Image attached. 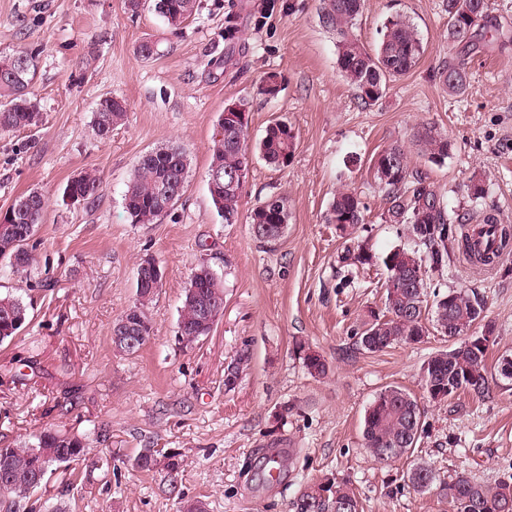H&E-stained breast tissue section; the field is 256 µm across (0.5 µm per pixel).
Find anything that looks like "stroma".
<instances>
[{"mask_svg":"<svg viewBox=\"0 0 512 512\" xmlns=\"http://www.w3.org/2000/svg\"><path fill=\"white\" fill-rule=\"evenodd\" d=\"M322 0H197L192 19L172 32L151 8L130 14L124 0H0V53L32 50L33 85L42 115L30 129L0 133V211L37 190L47 201L32 239L35 276L29 289L0 262V292L30 294V320L0 344V447L45 429L90 435L84 463L49 475L30 498L0 494V512H178L202 501L207 512H296L309 486L350 479L363 512H453L436 490L416 491L412 463L430 462L440 478L463 473L485 486L512 474V252L481 269L451 254L426 270L428 294L475 291L493 327L488 390L432 401L422 367L452 343L436 331L422 342L368 353L357 335L385 309L382 263L414 248L405 225L384 219L386 199L369 167L398 144L412 171L426 177L449 213L481 223L493 213L512 225V0H489L497 30L463 52L448 39V0H365L355 33L375 49L387 19L406 16L425 53L392 79L381 99L362 104L337 64L336 36L319 21ZM158 44L153 58L137 46ZM465 55L467 92L439 79L448 58ZM279 73L275 97L260 92ZM105 95L126 99L128 114L108 139L91 125ZM250 103L249 165L238 223L217 217L208 193L211 138L225 104ZM291 126L296 149L282 169L269 166L259 143L271 120ZM436 126L451 144L431 161L413 134ZM190 153L185 191L152 224L129 223L124 194L136 159L160 145ZM96 171L95 201L70 204L69 179ZM483 181L472 199L471 178ZM354 192L364 222L351 239L338 236L326 213L336 191ZM287 201L288 225L273 242L257 239L251 210L272 197ZM373 256L354 264L347 249ZM155 258L165 278L148 309L153 334L129 357L112 348L113 323L137 301L136 270ZM209 265L224 286V313L208 336L178 340L184 289ZM325 360L311 375L305 349ZM239 365L233 386L224 379ZM388 386L405 388L424 410L421 437L408 458L374 461L363 447L362 420ZM154 448L180 454L176 480L143 471L135 458ZM290 457L276 480L260 475L277 449Z\"/></svg>","mask_w":512,"mask_h":512,"instance_id":"35a3bbf8","label":"stroma"}]
</instances>
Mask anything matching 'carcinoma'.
I'll use <instances>...</instances> for the list:
<instances>
[{
    "instance_id": "obj_1",
    "label": "carcinoma",
    "mask_w": 512,
    "mask_h": 512,
    "mask_svg": "<svg viewBox=\"0 0 512 512\" xmlns=\"http://www.w3.org/2000/svg\"><path fill=\"white\" fill-rule=\"evenodd\" d=\"M157 12L173 31H180L196 10V0H125L127 10L136 13L145 2ZM363 0H325L321 25L336 33L337 63L342 75L351 83L357 97L364 103L382 98L387 84L394 78L409 73L424 54V46L414 25L397 14L385 23L381 40L369 52L353 32L361 14ZM488 0H450L448 4V38L468 48L477 31L488 23ZM37 75V61L33 53L20 50L0 55V131L32 128L39 124L40 116L32 97L31 87ZM440 79L452 92L464 93L469 89L466 62L463 58L451 59L440 71ZM127 112L124 99L114 96L100 98L92 121L94 135L104 140L112 134ZM248 123L228 127L223 116H218L211 145V159H220L223 166L220 179L224 187L210 193L218 218L225 224H235L239 219V201L244 184L227 185L228 179L237 172L247 170ZM414 139L423 151L434 160L447 156L448 139L435 127L421 125L414 132ZM295 135L284 121L269 124L259 144L262 158L274 167H284L295 150ZM390 170L373 171L375 181L385 193L388 207L385 221L408 225L411 235L423 245L424 253L397 249L383 259L388 271L385 282V314L366 323L358 337L361 349L383 352L397 344L421 341L426 334L424 326V297L427 289L425 264L438 269L448 263V244L469 262L478 267H493L503 252L512 245V226L498 222L496 215L486 214V234L497 245L481 250L468 234L448 237V224H466L470 217L459 214L448 216L442 197L422 177L409 169L405 150L399 144L380 151ZM190 166L186 148L174 145L156 147L137 159L132 178L124 196V206L132 224H152L173 207L161 195L162 189L175 187L187 181ZM102 190L101 177L94 171H84L78 178L70 179L64 191H71L94 199ZM30 197L29 209L15 214L12 223L18 233L0 232V259L9 263L11 271L28 273L31 267L29 242L42 223L46 198L39 191L26 193ZM287 210L285 200L270 198L256 206L251 213V225L258 226L262 235L276 239L282 235L275 217ZM363 206L357 195L349 190L336 194L328 208V222L336 225L341 236L352 235L357 225L363 223ZM192 282L199 288L198 299L185 301L180 311L179 328L190 342L197 341L212 330L201 326L200 309L208 305L216 314L224 311L222 280L207 265L195 271ZM158 288L148 273L136 280L137 302L133 306L136 324L146 336H151L153 326L146 307L153 300ZM31 304L15 294L0 295V343L13 339L19 329L8 330L3 325L12 313L29 318ZM483 305L477 293L452 290L440 295L434 305V327L443 335L448 328L467 332L482 318ZM486 355L479 357L460 344L432 355L426 362L431 384L440 387L441 400L460 391L473 390L482 393L486 388ZM423 409L417 398L399 386L381 390L366 409L363 420L364 445L377 462H386L385 455L395 453L404 457L410 453L423 431ZM89 440L84 436L62 435L46 430L31 443L13 447H0V458L9 459L12 481L9 493L25 498L46 484L47 476L59 468H69L82 461L83 449ZM136 465L145 471L163 464L169 473L177 474L181 460L177 455L159 453L146 448L135 459ZM412 470L424 473L430 484H439V495L456 507L457 512H501L499 506L512 503V475L493 487L480 485L465 475H457L449 481H438L432 465L422 462ZM297 512H362L361 502L347 481L308 487L296 504Z\"/></svg>"
}]
</instances>
